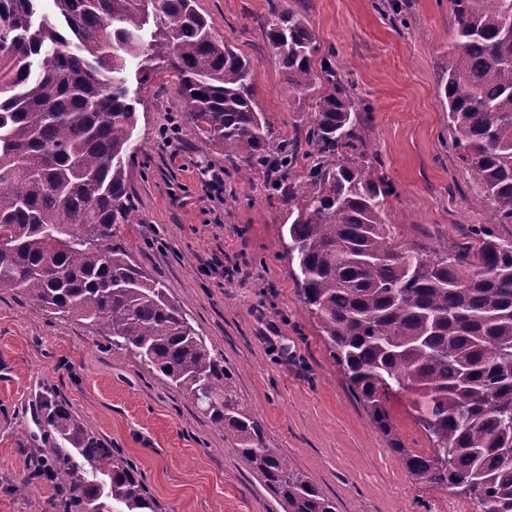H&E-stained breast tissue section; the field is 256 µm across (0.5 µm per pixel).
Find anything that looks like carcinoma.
Returning a JSON list of instances; mask_svg holds the SVG:
<instances>
[{
  "instance_id": "obj_1",
  "label": "carcinoma",
  "mask_w": 512,
  "mask_h": 512,
  "mask_svg": "<svg viewBox=\"0 0 512 512\" xmlns=\"http://www.w3.org/2000/svg\"><path fill=\"white\" fill-rule=\"evenodd\" d=\"M0 0V287L86 321L110 348L163 376L236 444L284 512H336L269 446L241 408L224 355L207 345L167 287L114 243L137 224L125 160L146 81L161 62L186 102L183 128L259 175L287 211L288 261L330 357L410 478L512 512V0H450L456 28L442 79L452 148L491 213L467 241L395 245L391 187L368 155L347 81L309 20L270 3L263 28L288 87L318 90L304 137L276 138L257 109L253 66L212 33L195 0ZM307 150L301 151V143ZM412 389L424 453L393 432L390 397ZM47 424L68 445L46 461L74 504L156 512L133 466L53 398Z\"/></svg>"
}]
</instances>
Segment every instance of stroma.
<instances>
[{"instance_id": "1", "label": "stroma", "mask_w": 512, "mask_h": 512, "mask_svg": "<svg viewBox=\"0 0 512 512\" xmlns=\"http://www.w3.org/2000/svg\"><path fill=\"white\" fill-rule=\"evenodd\" d=\"M307 15L320 56L339 68L364 107L368 153L396 193L386 209L396 243L446 247L490 220L468 172L449 151L452 133L440 81L455 22L450 0H278ZM269 0H196L214 34L254 68L256 103L275 136L303 131L315 92L289 91L261 20ZM404 23L393 26V12ZM138 147L127 162L139 223L114 240L162 281L207 343L236 372L239 401L271 447L336 503V512H474L464 499L424 491L370 423L300 301L281 247L285 212L258 178L227 168L223 153L178 121L185 102L170 72L138 92ZM224 171V191L206 167ZM221 262L225 275L203 272ZM60 399L133 466L156 512H283L221 429L162 377L106 348L83 321L42 310L0 288V512H63L54 483L35 474L51 454L43 398ZM414 391L390 398L393 431L422 453ZM29 481L26 491L17 484Z\"/></svg>"}]
</instances>
